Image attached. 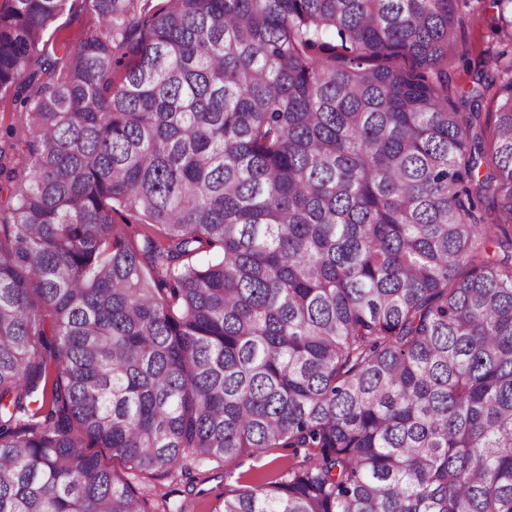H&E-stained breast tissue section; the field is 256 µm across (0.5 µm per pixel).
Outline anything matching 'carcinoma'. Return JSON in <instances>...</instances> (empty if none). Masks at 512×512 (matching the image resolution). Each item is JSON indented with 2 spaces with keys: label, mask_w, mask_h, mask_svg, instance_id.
I'll use <instances>...</instances> for the list:
<instances>
[{
  "label": "carcinoma",
  "mask_w": 512,
  "mask_h": 512,
  "mask_svg": "<svg viewBox=\"0 0 512 512\" xmlns=\"http://www.w3.org/2000/svg\"><path fill=\"white\" fill-rule=\"evenodd\" d=\"M8 2L0 512L266 448L305 456L220 512H512V68L449 97L469 0H80L59 49L71 0ZM79 3L76 2L73 10H67L61 14L54 27L48 32L46 39L50 37V41L57 47H60L62 42L69 41L76 32L94 23L92 16L81 11Z\"/></svg>",
  "instance_id": "carcinoma-1"
}]
</instances>
